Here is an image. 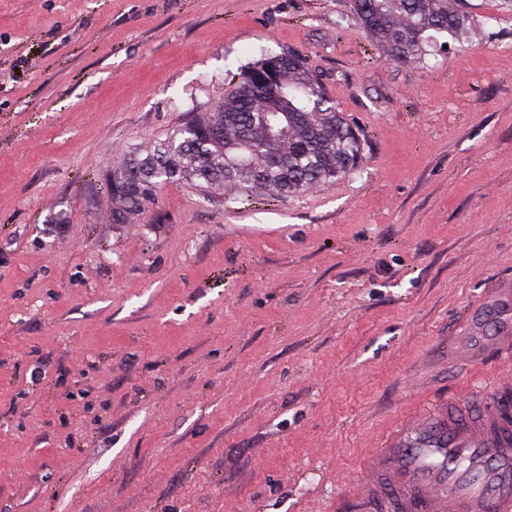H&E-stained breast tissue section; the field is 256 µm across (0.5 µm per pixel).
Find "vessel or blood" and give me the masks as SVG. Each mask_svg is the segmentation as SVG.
Instances as JSON below:
<instances>
[{"label": "vessel or blood", "mask_w": 512, "mask_h": 512, "mask_svg": "<svg viewBox=\"0 0 512 512\" xmlns=\"http://www.w3.org/2000/svg\"><path fill=\"white\" fill-rule=\"evenodd\" d=\"M469 349L512 354V324L497 322ZM366 468L357 491L378 512H512V376L479 409L450 396L410 414Z\"/></svg>", "instance_id": "obj_1"}]
</instances>
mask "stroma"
I'll use <instances>...</instances> for the list:
<instances>
[{
  "mask_svg": "<svg viewBox=\"0 0 512 512\" xmlns=\"http://www.w3.org/2000/svg\"><path fill=\"white\" fill-rule=\"evenodd\" d=\"M470 2L399 63L353 0H0V512H351L407 412L512 373L450 346L512 283V12ZM286 51L357 172L113 223L112 168Z\"/></svg>",
  "mask_w": 512,
  "mask_h": 512,
  "instance_id": "1",
  "label": "stroma"
}]
</instances>
